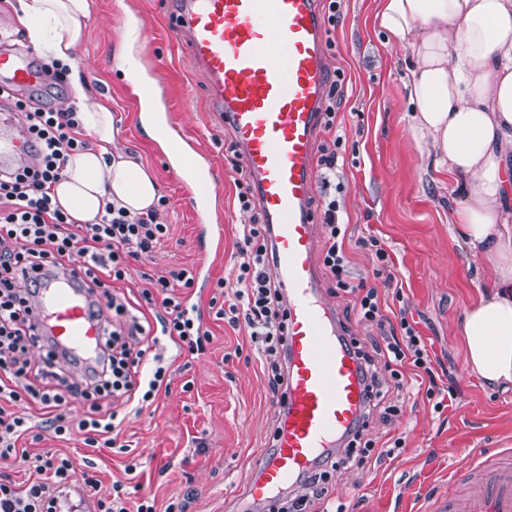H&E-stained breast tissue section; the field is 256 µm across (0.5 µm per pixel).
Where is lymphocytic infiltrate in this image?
Segmentation results:
<instances>
[{
  "instance_id": "lymphocytic-infiltrate-1",
  "label": "lymphocytic infiltrate",
  "mask_w": 512,
  "mask_h": 512,
  "mask_svg": "<svg viewBox=\"0 0 512 512\" xmlns=\"http://www.w3.org/2000/svg\"><path fill=\"white\" fill-rule=\"evenodd\" d=\"M14 105L25 113L36 161L0 172V459L17 458L29 476L18 483L0 473V512H60V489L78 477L95 495L96 512H157L154 498L132 500L122 482H113L108 493H101L99 480L78 473L67 454H33L18 449L17 443L26 437L39 440L41 431L50 430L62 438L79 432L86 446L115 449L126 418L139 415L171 380L170 367L153 351V344L166 338L195 358L211 341L209 331L189 316L180 294L193 287L194 277L185 269L159 276L141 292L148 315L130 313L126 298L116 294L114 286L128 280L132 260L152 253L167 238L168 226L160 222L157 210L133 215L113 205L107 206L101 223H73L53 206L51 190L67 155L89 147L78 132L75 112L33 98L15 99ZM323 226L325 269L339 289L354 295L360 319L375 325L383 341L368 347L356 339L348 341L365 384L361 415L347 434L345 448L327 453L303 476L305 494H281L269 512H311L327 494L336 469L358 468L373 456L401 451L402 439L381 443L372 436L373 413L398 414V407L386 404L385 398L390 387L405 385L404 367H412L420 377L434 374L421 337L407 318L391 322L382 312L379 289L351 282L348 226L339 197L325 200ZM272 256L267 224L243 225L235 275L218 280L216 286L224 295L219 316L232 327H245L264 362L269 387L277 394L285 382L286 308L271 274ZM77 257L82 260L80 288L90 308L111 310L112 328L93 364L74 380L65 373L66 364L73 361L70 353L36 334L30 299L41 285L27 273L42 270L62 278ZM38 344L45 353L34 362L29 352ZM77 403L88 405L87 415L72 416L71 407Z\"/></svg>"
}]
</instances>
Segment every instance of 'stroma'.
<instances>
[{"mask_svg":"<svg viewBox=\"0 0 512 512\" xmlns=\"http://www.w3.org/2000/svg\"><path fill=\"white\" fill-rule=\"evenodd\" d=\"M379 6L380 0H344L340 15L324 16L329 65L341 76L343 101L336 108L335 130H320L316 144L340 136L336 154L345 178L348 230L356 239L380 240L398 286L384 288L374 275V254L357 246L349 249L352 272L366 286L384 288L391 320L406 316L419 332L440 392L427 398L425 386L413 378L406 388L390 391L400 412L387 423L374 420V431L385 439L403 438V450L362 468L336 470L323 512H434L453 475L469 471L485 453L512 446V391L490 390L469 375L461 344L460 316L476 298L483 275L452 235L450 184L433 183L420 166L404 119V50L379 28ZM134 16L151 32L139 55L142 64L163 75V107L224 183V256L211 265L207 284L187 294L207 304L217 279L233 276L240 230L252 215L238 207L227 161L235 138L218 113L205 110V78L185 46L168 36L169 0H92L77 36L75 59L84 70L85 93L109 101L116 149L147 168L165 201L159 214L169 226L167 241L132 262L131 276L120 289L136 300L148 277L172 269L194 271L201 261L202 218L185 205L182 176L141 125L139 107L127 95V79L118 68ZM322 289L352 336L379 340L377 328L359 320L330 279H323ZM206 326L213 340L192 363H185L175 346L164 350L175 368L170 389L123 423L119 441L128 452L101 451L85 446L81 435L66 441L50 431L30 444V452H65L77 468H90L106 489L116 480L140 486L158 512L187 495L192 498L188 512H236L278 407L259 361L233 354L235 348H249L246 330L232 329L212 313ZM187 380L193 387L185 392L181 386ZM131 463L132 474L126 471Z\"/></svg>","mask_w":512,"mask_h":512,"instance_id":"1","label":"stroma"}]
</instances>
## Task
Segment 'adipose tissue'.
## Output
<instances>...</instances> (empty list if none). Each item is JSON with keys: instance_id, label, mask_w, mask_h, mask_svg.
<instances>
[{"instance_id": "1", "label": "adipose tissue", "mask_w": 512, "mask_h": 512, "mask_svg": "<svg viewBox=\"0 0 512 512\" xmlns=\"http://www.w3.org/2000/svg\"><path fill=\"white\" fill-rule=\"evenodd\" d=\"M91 0H19L17 28L50 59L69 65L77 119L93 147L70 153L53 200L77 224H95L106 204L155 208L142 163L113 151L111 108L89 101L75 62V34ZM389 40L409 51L406 129L425 173L444 174L457 200L453 235L485 270L461 317L469 372L512 391V0H382Z\"/></svg>"}]
</instances>
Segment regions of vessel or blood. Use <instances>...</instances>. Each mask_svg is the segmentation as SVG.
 Masks as SVG:
<instances>
[{
  "instance_id": "b4317fda",
  "label": "vessel or blood",
  "mask_w": 512,
  "mask_h": 512,
  "mask_svg": "<svg viewBox=\"0 0 512 512\" xmlns=\"http://www.w3.org/2000/svg\"><path fill=\"white\" fill-rule=\"evenodd\" d=\"M174 40L186 41L208 89V106L231 128L249 177L252 202L270 226L273 270L288 307L285 405L273 450L251 468L238 512H255L341 445L364 403L358 363L342 343L336 311L320 288L316 224L310 206L316 179L315 141L329 92L321 0H171ZM43 74L24 52L0 49V88L34 91ZM24 125L0 111V166L28 162ZM185 202L208 211L223 191L211 168L182 171ZM224 228L210 224L198 248L218 260ZM39 332L73 351L102 343L73 281L41 289ZM437 512H512V448L480 458L462 491L441 498Z\"/></svg>"
}]
</instances>
